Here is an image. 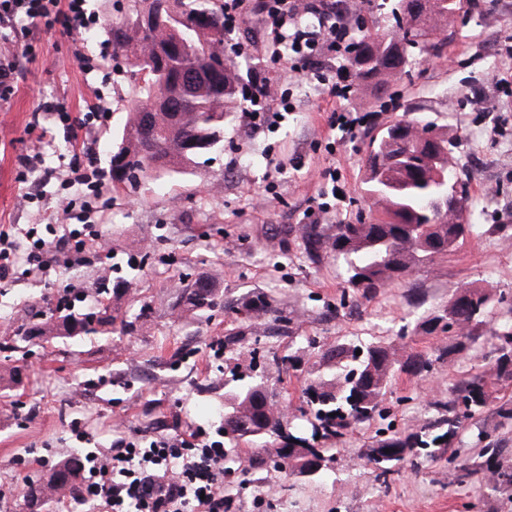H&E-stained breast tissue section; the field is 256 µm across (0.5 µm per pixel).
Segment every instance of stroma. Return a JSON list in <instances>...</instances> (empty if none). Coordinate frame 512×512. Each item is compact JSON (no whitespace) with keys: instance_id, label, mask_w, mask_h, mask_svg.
Segmentation results:
<instances>
[{"instance_id":"35a3bbf8","label":"stroma","mask_w":512,"mask_h":512,"mask_svg":"<svg viewBox=\"0 0 512 512\" xmlns=\"http://www.w3.org/2000/svg\"><path fill=\"white\" fill-rule=\"evenodd\" d=\"M93 4L102 23L81 37L28 30L34 50L20 54L18 89L0 100V225L66 221L55 207L58 178L46 180L42 205L21 201L20 155L42 153L54 167L58 154L79 145L74 131L32 126L39 104L56 101L78 117L105 95L112 120L96 139V157L101 167L110 165L127 119L130 76L109 58L103 67L111 80L102 83L100 75L81 72L76 57L98 53L109 38L107 20L123 17L127 3ZM449 30L441 51L393 85L395 108L360 84L353 105L369 120L350 134L330 130L335 102L325 86L314 79L289 85L284 63H273L266 51L259 12L248 6L234 34L250 44L240 76L289 87L293 111L253 133L234 118L223 149L186 171L164 174L136 192L108 187V205L92 217L101 240L91 264L42 281L17 274L0 283V339L12 335L28 306L46 308L68 288L95 297L105 279L122 284L112 299L121 314L148 307L125 333L56 338L12 353L18 380L0 382V512H23L27 485L46 478L59 460L109 447V425L167 435L214 429L240 378L263 376L274 400L288 408L285 429L296 431L304 392L325 373L323 352L373 342L435 364L422 374H395L382 417L340 438L332 469L320 480L307 484L264 466L239 489L231 512H465L470 501L478 502V512H512L511 497L458 486L445 460L402 466L384 489L363 456L377 431L419 430L441 417V404L470 375L491 371L497 317L460 351L454 334L431 326L430 318L467 287L512 300V235L498 230L512 225V0H463ZM401 118L447 132L457 174L468 183L467 208L479 217L465 244L366 296L347 284L334 253L324 248L309 256L305 242L314 231L331 235L367 212L361 192L367 143ZM322 193L330 195L333 211L316 223L305 211ZM200 277L212 281L221 307L177 305L181 289ZM258 294L269 300L271 314L240 320L237 304ZM216 341L225 345L223 356L212 348ZM510 399L512 380H493L492 401L467 420L463 447L484 442L512 455V424L498 415ZM76 418L89 434L81 443L70 431Z\"/></svg>"}]
</instances>
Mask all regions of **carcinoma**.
I'll use <instances>...</instances> for the list:
<instances>
[{"mask_svg": "<svg viewBox=\"0 0 512 512\" xmlns=\"http://www.w3.org/2000/svg\"><path fill=\"white\" fill-rule=\"evenodd\" d=\"M138 0H129L128 18L109 21L112 51L135 57L129 72L132 78L128 117L120 144L112 159L126 157L129 175H112L115 184L132 187L141 181L189 165L207 151L224 148V125L237 109L251 101L247 87L239 82L238 63L225 60L224 75L198 84L172 97L171 109L180 114L175 122L161 121L153 130H144V111L152 97L166 91L180 76L197 68L204 47L224 52L230 40L224 31V5L217 0H172L179 14L173 19L163 13L154 26L143 28L135 21ZM461 0L451 5L446 0H397L392 8L395 31L390 35L380 30H363L358 36L346 65L358 78L370 83L374 91L385 94L394 78L411 72L420 63L422 54L447 40L449 21L455 16ZM180 25L185 46L179 53L164 60L154 49L171 34L167 22ZM406 124L397 120L380 129L369 139L375 154L366 158L363 179L364 197L370 201L368 217L356 223L338 224L335 232L321 241L314 237L307 243L308 254L321 244L343 261L351 287L364 292L406 279L413 266L431 261L463 242L472 224L462 214L467 186L459 180L452 163L448 135L429 126L422 131L431 135L434 150L419 149L403 140L393 144L384 139L389 128ZM462 303L454 307L455 319L446 327H456L455 347L463 348L479 339L478 330L492 314L489 296L481 289L467 288ZM194 308L219 305L216 289L197 279L188 293H180ZM74 296L61 298L50 316L33 307L22 318L14 335L4 346L20 349L19 343L48 341L55 337L81 339L91 335H109L125 331L129 322L118 319L112 308V289L106 282L98 288L94 306L73 305ZM271 312L263 297L246 301L241 313L251 319ZM497 377L512 380V306L493 334ZM357 347L338 344L323 354L329 371L328 379L308 389L306 404L311 427L308 437L288 434L276 451L275 459L288 458L292 475L304 474L314 456L328 464L336 455V439L357 425L371 421L380 413V403L395 370L409 366L414 373L428 371L429 358L395 357L393 348L371 343L356 356ZM257 396H268L258 381L244 384L228 395L235 418L224 419V457L226 466H240V443L260 442L271 434H280L282 422L268 418L269 430L257 433L259 419L267 418V403L255 404ZM490 399L487 380L482 374L471 376L447 405V415L435 425H427L419 433L390 434L375 439L364 457L375 473L380 486L389 484L395 468L406 458L419 456L420 451L432 458L448 456L457 461L458 452L448 447L463 430L464 422L480 413ZM482 463L470 466L458 461L460 483L476 484L484 491L512 494V462L500 457V449L483 448ZM82 465L76 458L60 462L42 481L33 483L27 492L29 512H43L53 498L73 495L79 487Z\"/></svg>", "mask_w": 512, "mask_h": 512, "instance_id": "cac0c4a2", "label": "carcinoma"}]
</instances>
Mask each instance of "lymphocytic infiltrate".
<instances>
[{"label":"lymphocytic infiltrate","mask_w":512,"mask_h":512,"mask_svg":"<svg viewBox=\"0 0 512 512\" xmlns=\"http://www.w3.org/2000/svg\"><path fill=\"white\" fill-rule=\"evenodd\" d=\"M87 2L0 0V30L14 29L17 19L26 18L44 32L72 36L99 22ZM364 5L365 0H261L271 57L287 60L291 78L313 75L330 97L351 100L354 85L343 61L356 40L351 19ZM252 95L260 105L242 118L255 130L276 118L265 101L277 102L286 112L293 108L288 92L264 78L255 79ZM110 112L102 100L77 119L65 106L47 102L33 118L68 129L77 125L91 135L106 126ZM65 168L56 205L73 216V223L1 225V282L19 267L40 280L94 254L100 233L89 216L97 212L110 175L92 156ZM223 434V429L211 433L202 427L172 436L117 434L109 448L88 459L78 499L93 503L94 512H229Z\"/></svg>","instance_id":"1"}]
</instances>
